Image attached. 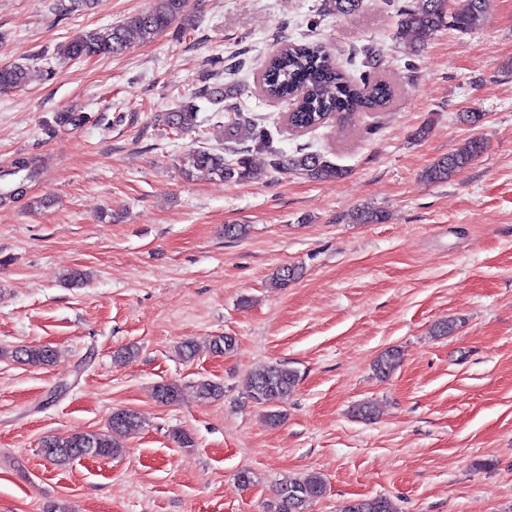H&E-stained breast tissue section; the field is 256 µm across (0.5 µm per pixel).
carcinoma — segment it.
Returning a JSON list of instances; mask_svg holds the SVG:
<instances>
[{
  "label": "carcinoma",
  "mask_w": 512,
  "mask_h": 512,
  "mask_svg": "<svg viewBox=\"0 0 512 512\" xmlns=\"http://www.w3.org/2000/svg\"><path fill=\"white\" fill-rule=\"evenodd\" d=\"M490 0H470L469 10L447 20L446 0H422L416 8L405 4L399 11V25L410 32L414 42L425 44L447 24L460 31L482 26L487 19ZM360 0H328V12L348 15L357 10ZM183 0H152L150 9L132 18L106 27L87 30L58 47V54L67 59L91 58L122 53L136 45L147 43L168 31L181 19ZM380 59L364 51L361 66L365 67L360 80L352 79L329 61L323 47L317 43H290L284 45L266 63L258 78L260 93L281 101L288 106L286 122L296 133L315 130L332 121L348 123L356 115L382 108L395 96L394 86L376 75ZM28 68L24 64H0V93L16 90L27 82ZM235 89L203 86L199 97L211 103L227 100L224 106L227 122L224 139L237 145L232 150L234 159L207 148L198 149L185 157L184 165L205 170L229 182H250L259 177L253 166L251 152L264 151L269 166L286 173H298L320 181H338L346 170L331 162L323 153L299 147L287 154L274 146V137L267 126L241 112L240 105L230 102ZM200 106L188 100L176 110L166 113L165 121L173 129L190 131L198 125ZM485 150L479 138H471L461 147L438 159L425 171V178L432 183H444L462 170ZM40 173L39 160L35 157H18L3 176H17L15 186L0 193V202L17 197L24 192L25 182ZM353 224H378L383 222L382 211L363 207L348 215ZM298 278V269L284 265L273 274L279 288L288 286ZM232 336H213L208 339L209 353L223 355L235 349ZM8 356L16 362L29 365H47L55 351L47 346H20L11 351L1 348L0 357ZM400 363V353L387 349L376 359L374 371L382 376L391 374ZM298 384V373L286 364L277 363L249 376L244 394L250 401L267 407L265 420L270 425L281 421L276 404L293 391ZM221 384L202 380L196 385V394L204 399L222 396ZM182 391L175 383H162L155 388V398L162 404L180 400ZM142 427L139 414L131 409L112 411L108 426L102 431H75L64 436H47L42 440V452L53 464L66 466L82 457L106 458L120 447V440ZM325 492V481L316 472L286 476L280 482L277 501L266 506V512H307L309 505ZM339 512H394L385 496L353 499L345 502Z\"/></svg>",
  "instance_id": "1"
}]
</instances>
